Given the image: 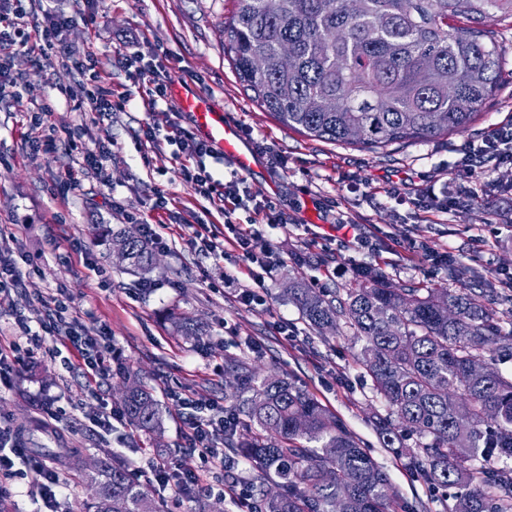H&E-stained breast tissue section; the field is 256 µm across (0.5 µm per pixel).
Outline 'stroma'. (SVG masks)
Segmentation results:
<instances>
[{"label": "stroma", "mask_w": 512, "mask_h": 512, "mask_svg": "<svg viewBox=\"0 0 512 512\" xmlns=\"http://www.w3.org/2000/svg\"><path fill=\"white\" fill-rule=\"evenodd\" d=\"M56 6L73 18L64 33L69 47L76 55L91 51L108 62L105 80L113 89L130 86L124 71L110 63L114 52L126 46L145 54L159 52L172 90L199 91L219 101L255 153V165L246 175L251 195L272 198L296 218L269 239L281 263L266 280V307L239 302L247 275L223 279L236 254L218 263L198 256L188 239L182 219L201 205L179 176L172 145L164 140L144 154L133 138L144 119L165 136L170 114L147 112L136 99L126 111L113 113L111 121L97 123L93 113L74 110L57 91L56 56L15 55L11 73L23 81L21 97L0 101V225L12 228L10 235L0 237V253L27 256L32 266L22 286L0 304V336L14 333L19 314L38 327L59 299L70 305L79 323L105 327L112 344V371L98 391L88 389L79 370L39 353L24 361L13 387L0 392V421L28 426V447L83 451L82 468L62 474L68 490L58 512H83L91 494L86 473L105 456H115L129 468L145 465L148 454L155 453L173 471L203 470L202 459L184 448V424L167 392L190 389L227 407L234 382L227 366L242 357L257 375L287 377L334 413L384 467L414 512H449L451 497L434 493L381 446L373 416L383 413L384 406L356 363L360 346L352 330L342 325L321 335L310 331L283 291L289 272L298 267L319 287L331 290L354 286L360 266L382 272L396 288H494L502 275L512 273V223L500 215L512 205V165L471 171L459 164L466 143L512 121V28L494 29L505 69L464 132L369 151L308 138L257 105L224 54V21L234 0H56ZM91 14L96 24L85 23ZM46 103L52 107L48 122L56 139L50 151L35 156L27 144L29 115ZM74 127L82 128L86 146L111 148L108 183L88 175L71 189H59L61 173L81 162L65 135ZM276 155L281 164H273ZM429 186L459 194L461 204L425 217L407 202L397 204V197L408 199ZM161 190L172 198L164 213L151 209ZM114 197L145 223L168 226L169 245L159 249V266L147 277L130 274L112 251L113 233L127 228L111 210ZM342 222L375 230L384 241L382 249L326 245L333 225ZM415 240L453 254L450 269L418 265L406 250ZM218 283L223 286L219 293L214 290ZM178 317L197 323L201 336L177 332ZM284 322L291 325L292 335L280 334L278 326ZM134 375L153 389L161 406L160 432L137 433L118 423L110 436H101L92 429L91 418L101 403L121 408L126 379ZM43 405L61 412L57 437L39 429ZM206 480L209 492L180 500L154 487L147 493L161 512H232L221 473H208ZM5 486L0 502L12 512H45L27 469L6 479Z\"/></svg>", "instance_id": "stroma-1"}]
</instances>
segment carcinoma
<instances>
[{
  "label": "carcinoma",
  "instance_id": "carcinoma-1",
  "mask_svg": "<svg viewBox=\"0 0 512 512\" xmlns=\"http://www.w3.org/2000/svg\"><path fill=\"white\" fill-rule=\"evenodd\" d=\"M224 53L254 101L282 126L326 142L375 150L464 131L495 91L503 56L486 23L512 27V0H237ZM464 20L465 26L453 21ZM293 64L281 63L282 43ZM265 68L258 70L253 59ZM127 268L147 274L155 251L116 235ZM288 300L319 333L342 319L362 342L358 362L386 414L381 444L430 486L455 487L450 512H512V377L487 356L512 357V330L472 288H394L374 270L332 293L290 276ZM230 370L252 395L231 394L224 447L255 472L262 512H402L387 473L344 424L286 378ZM125 419L146 434L158 401L127 385ZM407 435L418 442L404 448ZM84 512H158L114 460L88 474Z\"/></svg>",
  "mask_w": 512,
  "mask_h": 512
}]
</instances>
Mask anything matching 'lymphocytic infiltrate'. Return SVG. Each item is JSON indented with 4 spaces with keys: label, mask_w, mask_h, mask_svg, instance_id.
<instances>
[{
    "label": "lymphocytic infiltrate",
    "mask_w": 512,
    "mask_h": 512,
    "mask_svg": "<svg viewBox=\"0 0 512 512\" xmlns=\"http://www.w3.org/2000/svg\"><path fill=\"white\" fill-rule=\"evenodd\" d=\"M11 14L12 20L6 29L0 30V101L13 97L17 85L10 73L9 61L15 49L29 48L31 40H39L41 54L55 53L62 57L64 79L58 80L56 88L67 99L74 101L76 109L94 113L97 119L110 118L112 113L124 111L132 95H139L147 111L163 108L174 111L175 106L169 95L170 80L153 60L145 58L138 51H117L113 58L115 65L125 69L133 86L132 91L114 93L105 83L98 70V59L93 53L74 58L66 55L63 33L72 19L60 13L54 6L42 7L43 24L37 35L24 30L27 15L26 0H0V15ZM173 140L178 147L175 155L179 163V175L194 195L224 217L225 234L216 237L211 234L203 218H195L189 228L192 240L201 244L204 257L220 261L228 249L239 250L240 259L252 281L251 287L240 294L243 303L262 306L266 303L265 278L271 274L277 262L271 248H257L258 240L267 231L287 227L294 218L278 207L272 199L253 204L249 201L246 180L237 170H230L223 179H215L204 163L212 149L206 141L195 137L181 126L179 121L171 123ZM67 138L70 147L83 155L80 167L67 169L61 179L62 189H69L82 176L93 174L104 177L107 163L112 159L111 150L98 147L90 149L80 140L77 130H69ZM460 162L473 170L488 164L512 165V122L493 127L480 141L467 143L461 150ZM253 204L255 212L261 213L263 228L246 229L235 222L236 210ZM20 336L0 337V387L11 388L24 359L40 350L46 338H54L68 352V365L81 369L87 383H99L109 368L104 351L99 350V339L104 336V327L86 328L71 321L68 306L56 302L46 322L39 330H32L27 322H20ZM170 399L178 406L182 419L189 427L187 436L190 452L198 454L208 467L220 469L224 466V451L214 443L224 433L223 418L213 416L214 401L188 390H170ZM25 465L35 475L36 489L48 512H55L58 498L64 493L59 474L45 463L30 458L24 448L23 429L17 425L0 426V478L11 476L16 465ZM135 477L157 483L159 489L174 488L181 493L200 491L203 479L200 473L186 472L177 478H170L169 466L164 459L154 457L146 466L136 468Z\"/></svg>",
    "instance_id": "obj_1"
}]
</instances>
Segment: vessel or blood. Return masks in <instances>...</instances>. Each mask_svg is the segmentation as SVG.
<instances>
[{
    "mask_svg": "<svg viewBox=\"0 0 512 512\" xmlns=\"http://www.w3.org/2000/svg\"><path fill=\"white\" fill-rule=\"evenodd\" d=\"M179 107L195 117L197 129L215 153L229 157L240 172L252 167L253 155L238 128L224 119V108L215 100L194 92L178 94Z\"/></svg>",
    "mask_w": 512,
    "mask_h": 512,
    "instance_id": "vessel-or-blood-1",
    "label": "vessel or blood"
}]
</instances>
